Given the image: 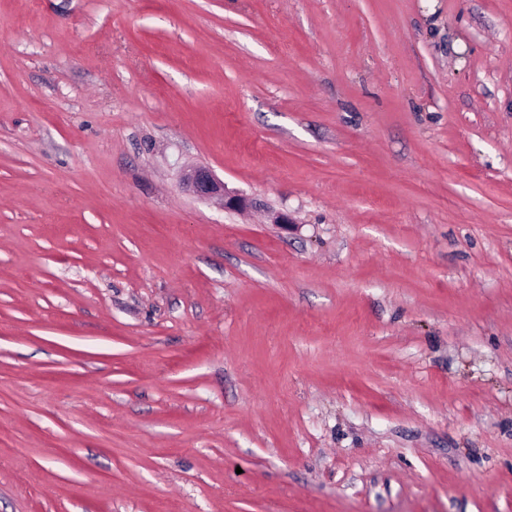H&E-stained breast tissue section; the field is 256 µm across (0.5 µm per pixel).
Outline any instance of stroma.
Masks as SVG:
<instances>
[{
    "label": "stroma",
    "mask_w": 512,
    "mask_h": 512,
    "mask_svg": "<svg viewBox=\"0 0 512 512\" xmlns=\"http://www.w3.org/2000/svg\"><path fill=\"white\" fill-rule=\"evenodd\" d=\"M0 512H512V0H0ZM181 182L199 199L221 200L225 211L242 210L252 206V201L248 197L229 191L224 182L205 167L184 170Z\"/></svg>",
    "instance_id": "1"
}]
</instances>
